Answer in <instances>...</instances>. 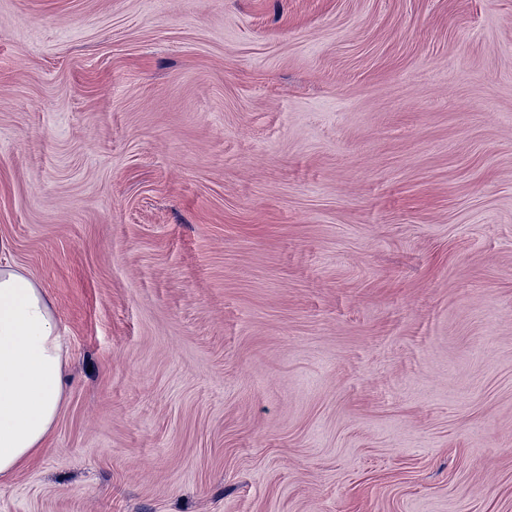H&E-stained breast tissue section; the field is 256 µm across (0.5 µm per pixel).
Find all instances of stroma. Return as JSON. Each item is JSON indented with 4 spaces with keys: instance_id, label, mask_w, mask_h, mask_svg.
Masks as SVG:
<instances>
[{
    "instance_id": "obj_1",
    "label": "stroma",
    "mask_w": 512,
    "mask_h": 512,
    "mask_svg": "<svg viewBox=\"0 0 512 512\" xmlns=\"http://www.w3.org/2000/svg\"><path fill=\"white\" fill-rule=\"evenodd\" d=\"M0 240V512H512V0H0ZM65 351L33 278L0 266V479L47 448L64 394Z\"/></svg>"
}]
</instances>
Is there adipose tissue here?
Segmentation results:
<instances>
[{
  "label": "adipose tissue",
  "instance_id": "ef3b65f1",
  "mask_svg": "<svg viewBox=\"0 0 512 512\" xmlns=\"http://www.w3.org/2000/svg\"><path fill=\"white\" fill-rule=\"evenodd\" d=\"M65 351L33 278L0 266V479L48 445L64 394Z\"/></svg>",
  "mask_w": 512,
  "mask_h": 512
}]
</instances>
